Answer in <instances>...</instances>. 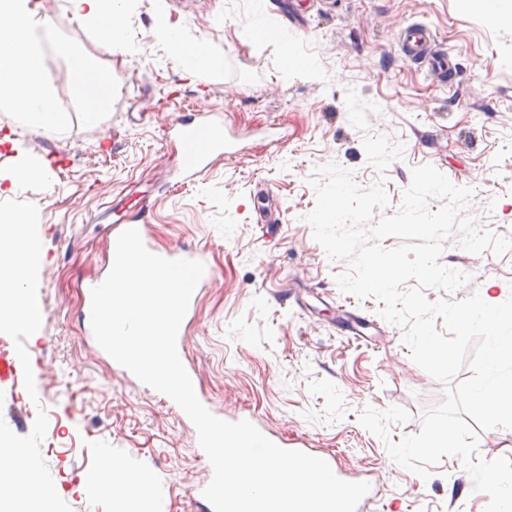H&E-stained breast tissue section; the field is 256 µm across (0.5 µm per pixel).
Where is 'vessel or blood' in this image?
Segmentation results:
<instances>
[{
	"label": "vessel or blood",
	"instance_id": "obj_1",
	"mask_svg": "<svg viewBox=\"0 0 512 512\" xmlns=\"http://www.w3.org/2000/svg\"><path fill=\"white\" fill-rule=\"evenodd\" d=\"M432 42L429 29L420 24L409 26L403 37V46L411 57L427 62L438 70H446L448 59L444 55L433 54ZM177 137L181 143L180 167L194 176L204 172V163L212 155L226 156L230 153L223 127L205 119L181 123Z\"/></svg>",
	"mask_w": 512,
	"mask_h": 512
}]
</instances>
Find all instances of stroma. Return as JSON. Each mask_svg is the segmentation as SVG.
I'll use <instances>...</instances> for the list:
<instances>
[{
    "mask_svg": "<svg viewBox=\"0 0 512 512\" xmlns=\"http://www.w3.org/2000/svg\"><path fill=\"white\" fill-rule=\"evenodd\" d=\"M162 13L223 55L222 74L183 71L156 31ZM256 13L276 20L287 45L251 36ZM50 18L111 70L119 93L106 119L63 134L0 113V137L18 145L0 149V170L45 164L53 174L16 194L37 206L45 239L42 325L25 342L37 395L22 373L0 382V419L25 436L45 410L42 454L72 512H116L111 494L82 482L112 458L139 479L130 512H202L211 481L187 415L92 333L88 289L108 275L112 242L140 211L147 245L203 256L215 271L183 319L184 364L213 415L306 442L340 472L361 474L373 488L366 512H484L488 498L458 457L426 479L391 459L387 441L419 433L445 387L411 360L405 327L384 320L378 301L339 289L347 264L329 260L305 216L317 166L336 163L363 188L383 183L390 215L412 168L430 164L472 188L466 212L479 229L512 237V27L467 0H135L124 53L81 33L67 0H54ZM414 23L454 60L453 81L405 57L397 35ZM287 48L312 58L316 74L287 67ZM350 87L378 106L368 132L349 122ZM199 112L237 136L239 152L190 178L172 128ZM368 133L403 146L386 173L367 160ZM440 261L468 277L454 299L512 297V251L473 254L455 235ZM368 406L411 417L384 440L358 421Z\"/></svg>",
    "mask_w": 512,
    "mask_h": 512,
    "instance_id": "obj_1",
    "label": "stroma"
}]
</instances>
